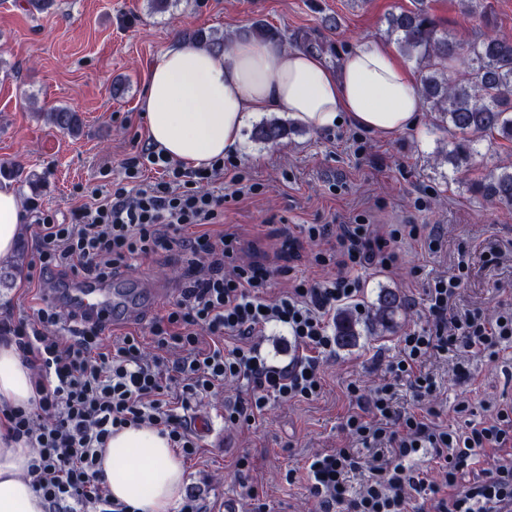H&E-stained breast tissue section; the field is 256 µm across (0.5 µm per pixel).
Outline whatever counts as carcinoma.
<instances>
[{
    "mask_svg": "<svg viewBox=\"0 0 512 512\" xmlns=\"http://www.w3.org/2000/svg\"><path fill=\"white\" fill-rule=\"evenodd\" d=\"M247 34L260 40H279L278 30L255 24ZM387 37L399 53L416 63L420 79L417 85L422 104L433 113L438 126H448L461 135L453 149L445 153L455 168L471 165L476 145L488 138L512 141V36L497 31L485 33L463 48L430 14L425 0H414V8L389 15ZM462 67L449 75V65ZM48 123L74 136L82 128L78 113L53 107L40 113ZM288 134L285 123L266 121L253 129L252 138L276 143ZM473 192L488 198L512 202V165L503 166L487 182L475 181ZM402 306L399 295L390 288L379 290L365 330L348 312H340L334 321V333L343 346L357 342L362 332L383 333L391 329Z\"/></svg>",
    "mask_w": 512,
    "mask_h": 512,
    "instance_id": "carcinoma-1",
    "label": "carcinoma"
}]
</instances>
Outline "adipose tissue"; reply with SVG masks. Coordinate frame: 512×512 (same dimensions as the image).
Wrapping results in <instances>:
<instances>
[{
    "mask_svg": "<svg viewBox=\"0 0 512 512\" xmlns=\"http://www.w3.org/2000/svg\"><path fill=\"white\" fill-rule=\"evenodd\" d=\"M156 150L196 169L235 153L258 114L288 112L314 132L345 121L383 138L415 127L422 103L412 72L387 48L356 42L331 61L302 44L238 36L229 50L175 41L152 65L141 101ZM25 204L10 181L0 182V261L14 255ZM31 371L14 345L0 344V406L29 407ZM0 425V512H44L25 478L32 450L5 442ZM103 480L133 512H172L181 499L184 464L166 436L127 428L108 441Z\"/></svg>",
    "mask_w": 512,
    "mask_h": 512,
    "instance_id": "ef3b65f1",
    "label": "adipose tissue"
}]
</instances>
